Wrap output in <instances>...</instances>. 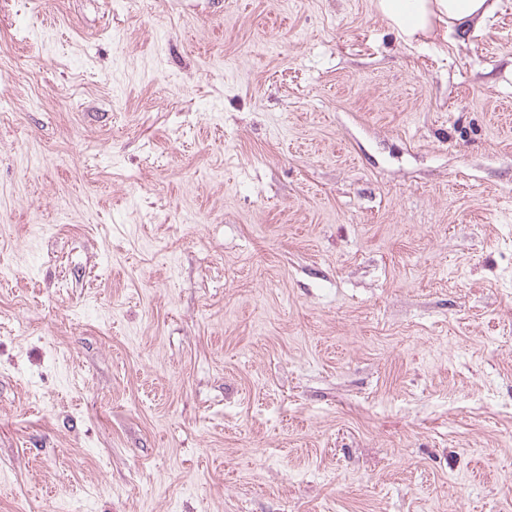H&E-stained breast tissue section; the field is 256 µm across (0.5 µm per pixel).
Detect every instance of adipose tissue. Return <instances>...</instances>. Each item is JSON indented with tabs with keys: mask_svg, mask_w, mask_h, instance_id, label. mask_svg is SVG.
<instances>
[{
	"mask_svg": "<svg viewBox=\"0 0 512 512\" xmlns=\"http://www.w3.org/2000/svg\"><path fill=\"white\" fill-rule=\"evenodd\" d=\"M374 6L404 43L410 44L482 23L494 0H374Z\"/></svg>",
	"mask_w": 512,
	"mask_h": 512,
	"instance_id": "obj_1",
	"label": "adipose tissue"
}]
</instances>
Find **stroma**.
<instances>
[{
	"mask_svg": "<svg viewBox=\"0 0 512 512\" xmlns=\"http://www.w3.org/2000/svg\"><path fill=\"white\" fill-rule=\"evenodd\" d=\"M0 512H512V0H0ZM490 1V2H488ZM381 18L406 44L476 28L495 10L494 0H374Z\"/></svg>",
	"mask_w": 512,
	"mask_h": 512,
	"instance_id": "obj_1",
	"label": "stroma"
}]
</instances>
